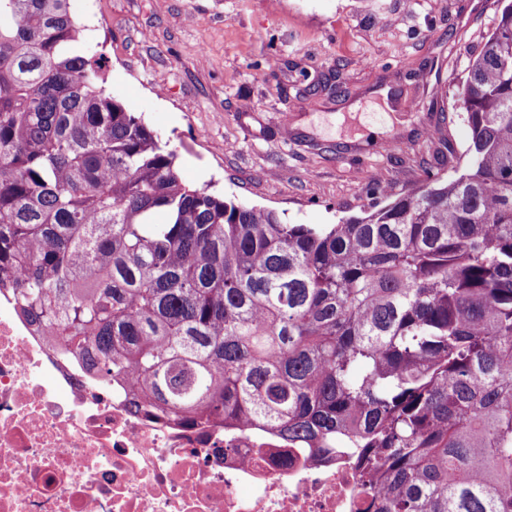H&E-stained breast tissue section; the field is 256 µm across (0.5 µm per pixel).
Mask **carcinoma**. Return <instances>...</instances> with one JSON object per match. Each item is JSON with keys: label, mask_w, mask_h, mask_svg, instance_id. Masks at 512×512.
I'll use <instances>...</instances> for the list:
<instances>
[{"label": "carcinoma", "mask_w": 512, "mask_h": 512, "mask_svg": "<svg viewBox=\"0 0 512 512\" xmlns=\"http://www.w3.org/2000/svg\"><path fill=\"white\" fill-rule=\"evenodd\" d=\"M70 0H0V294L134 411L346 451L383 512H512V2L466 166L337 224L185 184Z\"/></svg>", "instance_id": "carcinoma-1"}]
</instances>
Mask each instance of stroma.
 Here are the masks:
<instances>
[{"mask_svg": "<svg viewBox=\"0 0 512 512\" xmlns=\"http://www.w3.org/2000/svg\"><path fill=\"white\" fill-rule=\"evenodd\" d=\"M506 0H70L108 92L178 153L183 180L335 224L454 175L458 82Z\"/></svg>", "mask_w": 512, "mask_h": 512, "instance_id": "obj_1", "label": "stroma"}]
</instances>
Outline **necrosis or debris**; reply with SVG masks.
Masks as SVG:
<instances>
[{"label": "necrosis or debris", "mask_w": 512, "mask_h": 512, "mask_svg": "<svg viewBox=\"0 0 512 512\" xmlns=\"http://www.w3.org/2000/svg\"><path fill=\"white\" fill-rule=\"evenodd\" d=\"M0 512H379V497L347 457L137 414L1 294Z\"/></svg>", "instance_id": "obj_1"}]
</instances>
